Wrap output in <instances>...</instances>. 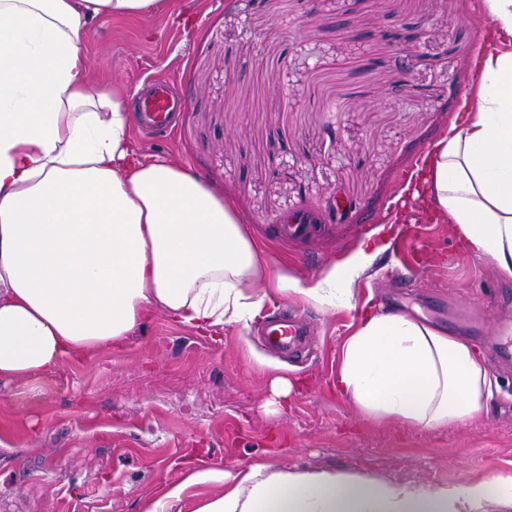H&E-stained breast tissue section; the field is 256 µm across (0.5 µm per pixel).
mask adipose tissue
<instances>
[{"label":"adipose tissue","instance_id":"obj_1","mask_svg":"<svg viewBox=\"0 0 512 512\" xmlns=\"http://www.w3.org/2000/svg\"><path fill=\"white\" fill-rule=\"evenodd\" d=\"M161 3L0 0V385L27 402L63 362L122 347L157 310L217 341L288 299L353 314L334 383L366 419L437 429L481 414L499 382L469 339L357 303L406 211L315 278L273 274L222 192L135 151L128 96L94 80L82 40L92 19ZM481 5L471 85L405 190L512 281V0ZM207 483L221 491L197 512H512V474L433 486L265 462L192 472L145 512Z\"/></svg>","mask_w":512,"mask_h":512}]
</instances>
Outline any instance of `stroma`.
I'll list each match as a JSON object with an SVG mask.
<instances>
[{"instance_id": "1", "label": "stroma", "mask_w": 512, "mask_h": 512, "mask_svg": "<svg viewBox=\"0 0 512 512\" xmlns=\"http://www.w3.org/2000/svg\"><path fill=\"white\" fill-rule=\"evenodd\" d=\"M479 0H168L143 18L91 21L102 85L137 99L167 82L187 103L168 132L133 129L143 156L202 174L235 204L273 268L303 279L341 261L447 129L471 81ZM292 216L313 229L278 236ZM425 265L408 271L411 245ZM469 338L500 382L474 420L433 431L366 421L334 376L350 313L284 301L312 351L269 369L257 329L223 343L155 312L119 349L68 363L40 402L0 387V512H141L194 469L265 461L424 485L512 473V282L462 247L455 225H399L358 285ZM289 394H275V376Z\"/></svg>"}]
</instances>
